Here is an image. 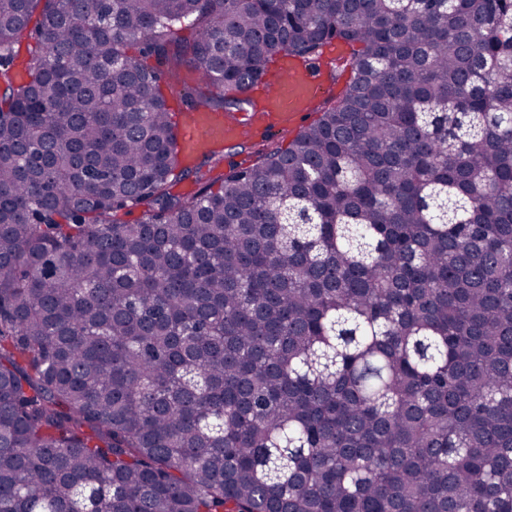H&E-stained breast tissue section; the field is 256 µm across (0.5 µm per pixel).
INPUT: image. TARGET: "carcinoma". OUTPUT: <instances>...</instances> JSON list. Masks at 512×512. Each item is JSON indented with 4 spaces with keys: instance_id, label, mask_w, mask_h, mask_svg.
I'll return each mask as SVG.
<instances>
[{
    "instance_id": "carcinoma-1",
    "label": "carcinoma",
    "mask_w": 512,
    "mask_h": 512,
    "mask_svg": "<svg viewBox=\"0 0 512 512\" xmlns=\"http://www.w3.org/2000/svg\"><path fill=\"white\" fill-rule=\"evenodd\" d=\"M0 512H512V0H0ZM277 66L281 77L273 79L264 88L260 101L264 112H258L250 124H243L234 115L208 112L204 108L193 112L191 120L180 122L179 137L183 157H192L202 146L227 145L248 131L264 132L267 127L285 128L270 132L269 141L286 147L299 128L315 121L318 114L311 105L322 89L321 73L300 65L288 55H280ZM301 112H307L303 120L298 125L288 127L296 122ZM196 81L197 75L193 67L189 63H184L179 69L177 81L173 86V93L168 89H165V92L168 95L169 104L174 112L182 108L180 92L183 88L195 86Z\"/></svg>"
}]
</instances>
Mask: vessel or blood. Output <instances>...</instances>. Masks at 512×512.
<instances>
[{
    "instance_id": "vessel-or-blood-1",
    "label": "vessel or blood",
    "mask_w": 512,
    "mask_h": 512,
    "mask_svg": "<svg viewBox=\"0 0 512 512\" xmlns=\"http://www.w3.org/2000/svg\"><path fill=\"white\" fill-rule=\"evenodd\" d=\"M279 78L264 89L261 111L250 124L232 115L198 109L191 120L180 122L179 137L184 157H192L203 146H222L240 139L246 132L288 127L301 113L309 111L320 93L323 78L318 70L300 65L294 58L280 56Z\"/></svg>"
}]
</instances>
